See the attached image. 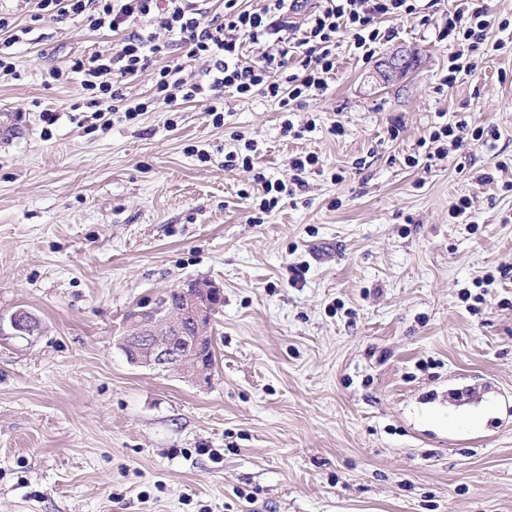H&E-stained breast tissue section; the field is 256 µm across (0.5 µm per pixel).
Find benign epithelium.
<instances>
[{"label": "benign epithelium", "mask_w": 512, "mask_h": 512, "mask_svg": "<svg viewBox=\"0 0 512 512\" xmlns=\"http://www.w3.org/2000/svg\"><path fill=\"white\" fill-rule=\"evenodd\" d=\"M408 55L396 52L386 57L382 63V71L388 77H398L408 73L405 65ZM217 288L212 285L200 284L195 288H181L182 304L196 316L195 334L183 336V310L170 309L163 305L152 309V316L144 318L135 312L126 320L117 337L116 345L125 350L133 342L140 348L135 355L128 358L133 366L155 369H175L180 374L200 380L205 378V370L198 366H188V349L199 350L204 342L211 338V315L219 305L216 301Z\"/></svg>", "instance_id": "obj_1"}]
</instances>
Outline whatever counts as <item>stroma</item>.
<instances>
[{
  "instance_id": "stroma-1",
  "label": "stroma",
  "mask_w": 512,
  "mask_h": 512,
  "mask_svg": "<svg viewBox=\"0 0 512 512\" xmlns=\"http://www.w3.org/2000/svg\"><path fill=\"white\" fill-rule=\"evenodd\" d=\"M421 6L374 60L341 44L306 105L228 93L220 126L195 101L103 127L47 73L119 34L0 0L24 31L0 75V319L42 322L0 328V512H512V50L442 87L454 2ZM400 49L414 69L383 79ZM441 118L501 138L408 167ZM248 139L254 170L226 168ZM301 153L323 173L251 222L254 171ZM191 281L224 297L200 385L115 344Z\"/></svg>"
}]
</instances>
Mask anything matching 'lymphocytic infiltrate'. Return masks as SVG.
Here are the masks:
<instances>
[{
  "label": "lymphocytic infiltrate",
  "instance_id": "f902f5d3",
  "mask_svg": "<svg viewBox=\"0 0 512 512\" xmlns=\"http://www.w3.org/2000/svg\"><path fill=\"white\" fill-rule=\"evenodd\" d=\"M38 11L64 19L80 16L92 30L122 33L116 51H94L74 57L63 68L49 70L53 80L75 73L93 108L95 118L110 112L135 118L147 111L145 102L126 96L124 81L135 78L151 62H158L155 100L170 108L196 100L206 101L215 124L224 122V96L240 98L261 95L281 106L304 104L323 96L336 70V48L348 42L355 54L372 59L392 32L384 23L393 17H414L418 0H262L258 7H241L239 0H224L223 19H206L202 0H36ZM499 19L488 0H456L440 40L449 47L448 72L441 79L451 87L470 72L475 52L501 50L489 43L490 30ZM266 44L257 60H242L243 42ZM182 45L190 59L210 62L207 81L186 74L184 64L170 62L171 49ZM294 64L295 71L274 82L270 72ZM498 140L496 129L471 126L467 122L442 123L433 128L423 156L411 155L408 166L421 159L445 156L464 139ZM320 158L308 153L292 158L287 178L271 181L255 172L254 182L261 197L260 212H271L283 197L302 186L304 174L318 171Z\"/></svg>",
  "mask_w": 512,
  "mask_h": 512
}]
</instances>
